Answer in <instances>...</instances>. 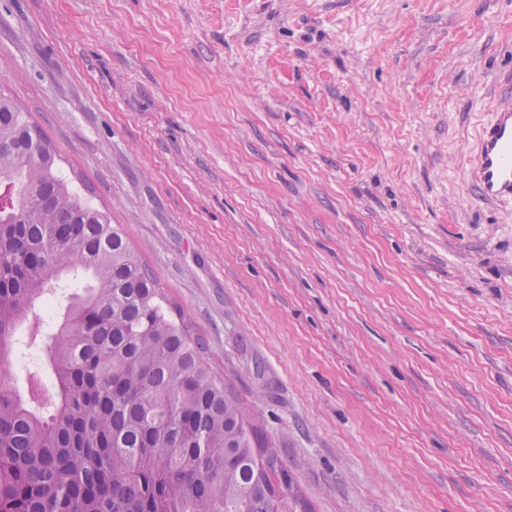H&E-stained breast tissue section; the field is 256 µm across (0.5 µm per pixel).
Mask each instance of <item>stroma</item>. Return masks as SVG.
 Masks as SVG:
<instances>
[{"label":"stroma","mask_w":512,"mask_h":512,"mask_svg":"<svg viewBox=\"0 0 512 512\" xmlns=\"http://www.w3.org/2000/svg\"><path fill=\"white\" fill-rule=\"evenodd\" d=\"M0 92L313 512H512V0H0ZM471 178L483 201L512 202V102L499 105L480 127Z\"/></svg>","instance_id":"35a3bbf8"}]
</instances>
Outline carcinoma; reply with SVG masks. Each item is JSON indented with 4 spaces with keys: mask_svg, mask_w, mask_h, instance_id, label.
<instances>
[{
    "mask_svg": "<svg viewBox=\"0 0 512 512\" xmlns=\"http://www.w3.org/2000/svg\"><path fill=\"white\" fill-rule=\"evenodd\" d=\"M0 512H311L254 417L204 359L121 229L72 187L0 92ZM81 282L16 388L14 336L48 288Z\"/></svg>",
    "mask_w": 512,
    "mask_h": 512,
    "instance_id": "carcinoma-1",
    "label": "carcinoma"
}]
</instances>
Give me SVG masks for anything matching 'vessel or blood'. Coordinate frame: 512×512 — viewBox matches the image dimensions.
Listing matches in <instances>:
<instances>
[{"mask_svg": "<svg viewBox=\"0 0 512 512\" xmlns=\"http://www.w3.org/2000/svg\"><path fill=\"white\" fill-rule=\"evenodd\" d=\"M471 178L483 201L512 202V102L498 106L480 127Z\"/></svg>", "mask_w": 512, "mask_h": 512, "instance_id": "1", "label": "vessel or blood"}]
</instances>
